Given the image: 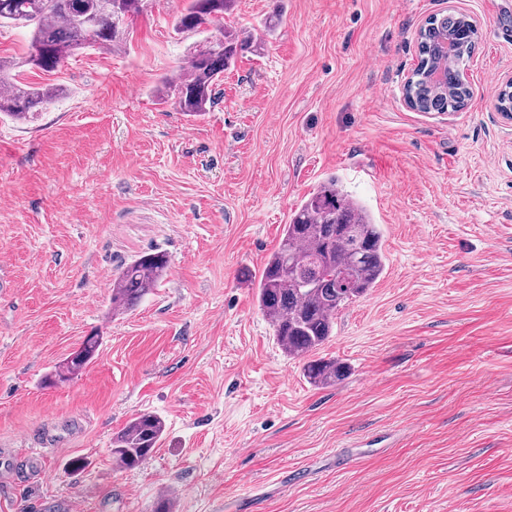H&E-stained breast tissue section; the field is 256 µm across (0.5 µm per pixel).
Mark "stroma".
<instances>
[{
    "label": "stroma",
    "mask_w": 512,
    "mask_h": 512,
    "mask_svg": "<svg viewBox=\"0 0 512 512\" xmlns=\"http://www.w3.org/2000/svg\"><path fill=\"white\" fill-rule=\"evenodd\" d=\"M187 0H148L126 45L20 80L66 94L0 118V512H512V0H237L261 42L190 119L159 92L197 42ZM274 31L264 21L272 7ZM464 12L479 43L459 112L406 106L416 33ZM384 231L386 271L320 349L349 367L317 388L286 356L256 284L284 224L328 178ZM160 250L139 305L108 279ZM98 357L42 377L91 333ZM165 422L141 466L112 460L137 414ZM43 472H36L33 453Z\"/></svg>",
    "instance_id": "35a3bbf8"
}]
</instances>
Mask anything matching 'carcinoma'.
<instances>
[{
  "instance_id": "obj_1",
  "label": "carcinoma",
  "mask_w": 512,
  "mask_h": 512,
  "mask_svg": "<svg viewBox=\"0 0 512 512\" xmlns=\"http://www.w3.org/2000/svg\"><path fill=\"white\" fill-rule=\"evenodd\" d=\"M0 0V24L31 27L30 45L21 65L45 72L59 68L75 51L97 46H123L127 33L115 26L116 16L128 20L144 11L146 0ZM235 0H188L174 19L178 33L218 30V44L206 42L188 57L185 72L165 79L164 87L180 111L204 115L213 103L214 86L224 69L261 44L224 28V15ZM478 41V32L460 14L426 20L418 40L419 61L406 88L419 112H458L471 98L465 66ZM14 64L0 59V117L25 123L61 98V87L21 83L9 72ZM162 251L147 252L123 264L112 279V311L134 307L166 272ZM386 269L384 236L367 208L336 179L310 193L284 225L281 243L270 255L257 281V302L269 319L284 353L307 357L304 374L316 386L336 384L347 366L316 356L333 335L336 313L364 295ZM102 337L84 338L78 349L46 374L43 385L54 387L79 375L99 354ZM165 431L161 417L143 413L112 437V458L132 469L148 459Z\"/></svg>"
}]
</instances>
